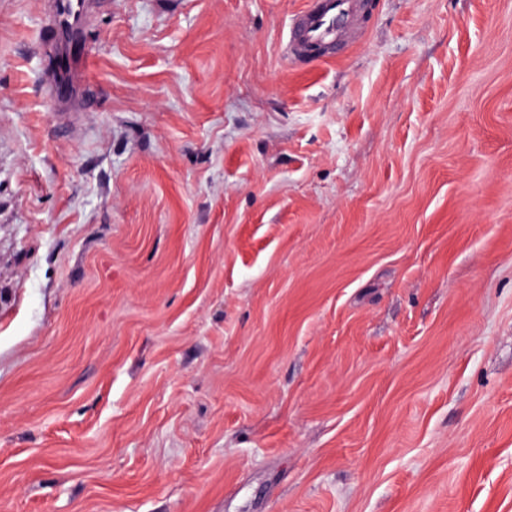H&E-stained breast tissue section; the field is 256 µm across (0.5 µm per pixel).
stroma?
Returning <instances> with one entry per match:
<instances>
[{"mask_svg":"<svg viewBox=\"0 0 512 512\" xmlns=\"http://www.w3.org/2000/svg\"><path fill=\"white\" fill-rule=\"evenodd\" d=\"M0 0V512H512V0ZM54 31L56 49L67 59V66L52 74L55 93L63 95L73 79L74 46L81 37L85 23L88 0H55ZM355 0H315L295 15L288 26L287 45L291 59L308 55L312 44L323 48L325 57H338L357 44L362 31L353 25Z\"/></svg>","mask_w":512,"mask_h":512,"instance_id":"stroma-1","label":"stroma"}]
</instances>
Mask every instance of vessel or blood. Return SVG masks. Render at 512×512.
Listing matches in <instances>:
<instances>
[{
    "mask_svg": "<svg viewBox=\"0 0 512 512\" xmlns=\"http://www.w3.org/2000/svg\"><path fill=\"white\" fill-rule=\"evenodd\" d=\"M54 8L57 52L66 59H73L74 46L86 19L87 0H56ZM354 16L353 0H311L288 26L287 45L291 58L306 56L313 44L321 46L323 56L343 55L346 47L362 38L361 31L353 25Z\"/></svg>",
    "mask_w": 512,
    "mask_h": 512,
    "instance_id": "vessel-or-blood-1",
    "label": "vessel or blood"
}]
</instances>
